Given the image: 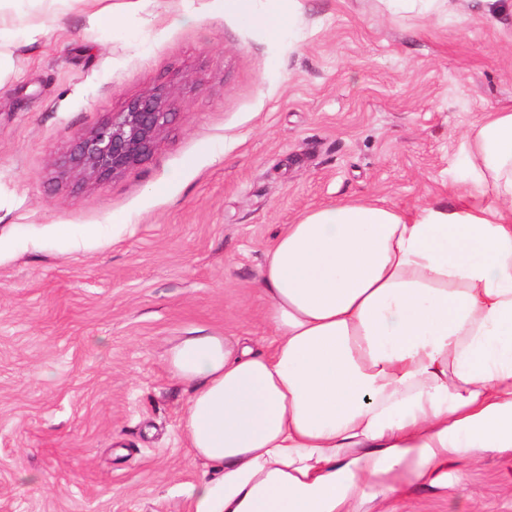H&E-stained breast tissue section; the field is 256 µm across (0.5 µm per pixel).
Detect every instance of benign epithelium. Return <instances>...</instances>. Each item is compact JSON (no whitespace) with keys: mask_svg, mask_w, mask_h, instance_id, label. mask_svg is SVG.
Here are the masks:
<instances>
[{"mask_svg":"<svg viewBox=\"0 0 512 512\" xmlns=\"http://www.w3.org/2000/svg\"><path fill=\"white\" fill-rule=\"evenodd\" d=\"M172 103L160 94H147L80 137L71 159L72 174L82 181L118 175L142 160L159 144L170 122Z\"/></svg>","mask_w":512,"mask_h":512,"instance_id":"7a95c632","label":"benign epithelium"}]
</instances>
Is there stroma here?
Listing matches in <instances>:
<instances>
[{"label": "stroma", "instance_id": "1", "mask_svg": "<svg viewBox=\"0 0 512 512\" xmlns=\"http://www.w3.org/2000/svg\"><path fill=\"white\" fill-rule=\"evenodd\" d=\"M291 9L278 38L221 0H141L109 28L80 0H0V512H188L204 468L172 345L266 335L263 251L305 211L471 187L467 133L512 105L511 11ZM148 93L175 110L158 147L75 178L77 134ZM386 507L512 512V450Z\"/></svg>", "mask_w": 512, "mask_h": 512}]
</instances>
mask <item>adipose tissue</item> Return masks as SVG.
<instances>
[{"instance_id": "adipose-tissue-1", "label": "adipose tissue", "mask_w": 512, "mask_h": 512, "mask_svg": "<svg viewBox=\"0 0 512 512\" xmlns=\"http://www.w3.org/2000/svg\"><path fill=\"white\" fill-rule=\"evenodd\" d=\"M468 139L458 204L310 209L264 250L267 335L172 347L188 512H363L512 447V106Z\"/></svg>"}]
</instances>
